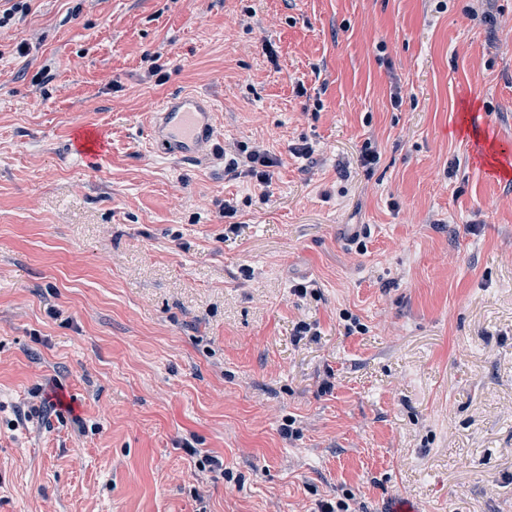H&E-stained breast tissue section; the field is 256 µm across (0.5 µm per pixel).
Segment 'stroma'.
<instances>
[{"instance_id": "35a3bbf8", "label": "stroma", "mask_w": 512, "mask_h": 512, "mask_svg": "<svg viewBox=\"0 0 512 512\" xmlns=\"http://www.w3.org/2000/svg\"><path fill=\"white\" fill-rule=\"evenodd\" d=\"M191 91L214 136L164 154ZM234 139L269 187L225 175ZM490 142L512 162V0H30L0 29V512H512ZM38 387L64 407L24 419ZM153 130L158 147L183 157H192L214 134V107L206 97L183 93L167 100L157 113ZM108 146L109 141L106 135L99 131L80 130L74 142L75 150L88 156H102L107 152ZM245 154V156H243ZM242 159H241V158ZM240 162L243 165L248 166L247 173L255 178L260 184L268 185L272 179L270 171L262 168H270L276 164V161L269 156V152L265 149L264 144L261 142L250 143H238L234 146L233 150L228 151L226 146L224 147V173L233 174L236 176V172L239 168Z\"/></svg>"}]
</instances>
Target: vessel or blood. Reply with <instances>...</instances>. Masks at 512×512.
I'll return each instance as SVG.
<instances>
[{"mask_svg":"<svg viewBox=\"0 0 512 512\" xmlns=\"http://www.w3.org/2000/svg\"><path fill=\"white\" fill-rule=\"evenodd\" d=\"M153 137L162 150L191 157L210 141L214 134V107L206 97L184 93L161 106ZM109 141L99 131H79L74 142L83 155L100 156L107 152Z\"/></svg>","mask_w":512,"mask_h":512,"instance_id":"vessel-or-blood-1","label":"vessel or blood"}]
</instances>
